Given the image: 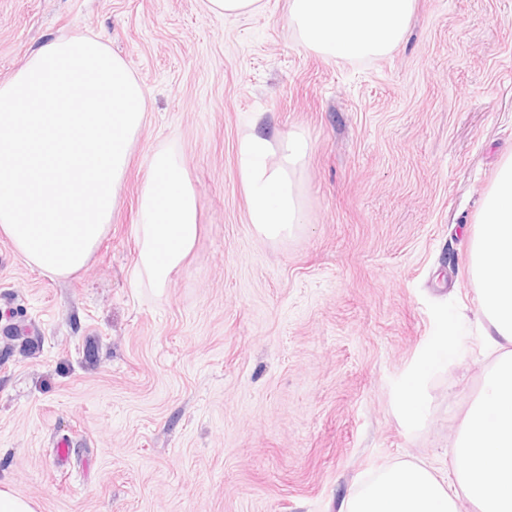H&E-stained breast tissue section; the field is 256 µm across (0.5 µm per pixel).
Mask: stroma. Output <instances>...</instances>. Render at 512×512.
<instances>
[{"mask_svg": "<svg viewBox=\"0 0 512 512\" xmlns=\"http://www.w3.org/2000/svg\"><path fill=\"white\" fill-rule=\"evenodd\" d=\"M263 3L0 0V81L92 31L149 93L80 273L45 275L0 236V485L36 512H338L394 462L448 466L493 358L466 253L512 152V0H415L404 40L355 60L303 46L288 0ZM256 119L311 146L306 224L279 242L255 233L239 177ZM160 149L183 158L200 224L164 288L134 273ZM261 0H207V10L216 16H241L258 11Z\"/></svg>", "mask_w": 512, "mask_h": 512, "instance_id": "1", "label": "stroma"}]
</instances>
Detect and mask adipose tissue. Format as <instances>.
Masks as SVG:
<instances>
[{
	"instance_id": "adipose-tissue-1",
	"label": "adipose tissue",
	"mask_w": 512,
	"mask_h": 512,
	"mask_svg": "<svg viewBox=\"0 0 512 512\" xmlns=\"http://www.w3.org/2000/svg\"><path fill=\"white\" fill-rule=\"evenodd\" d=\"M414 0H289V18L308 48L336 59L386 53L403 38ZM310 144L291 132L270 141L250 128L239 144L248 219L257 234L281 240L302 230L305 208L297 175ZM199 234L197 198L181 161L156 151L140 193L137 267L165 287ZM478 315L496 354L455 443L447 472L397 462L341 502L339 512H457L467 495L478 512H512V155L486 193L469 244Z\"/></svg>"
}]
</instances>
